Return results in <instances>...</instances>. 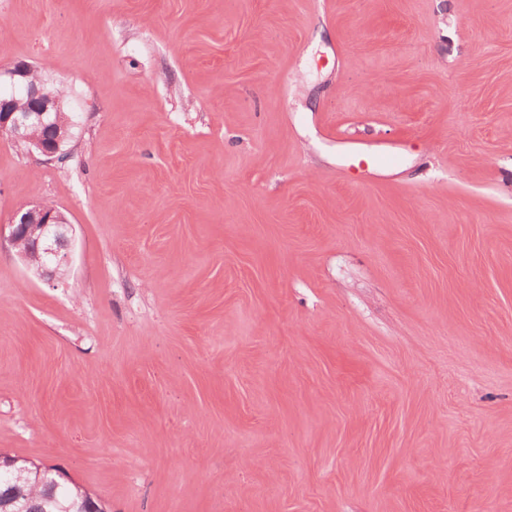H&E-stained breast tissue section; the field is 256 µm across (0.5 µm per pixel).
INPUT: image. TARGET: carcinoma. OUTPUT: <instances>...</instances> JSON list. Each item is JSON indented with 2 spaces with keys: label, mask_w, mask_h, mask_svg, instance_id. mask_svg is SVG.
Returning <instances> with one entry per match:
<instances>
[{
  "label": "carcinoma",
  "mask_w": 512,
  "mask_h": 512,
  "mask_svg": "<svg viewBox=\"0 0 512 512\" xmlns=\"http://www.w3.org/2000/svg\"><path fill=\"white\" fill-rule=\"evenodd\" d=\"M12 474L0 478V512H59L64 507L72 512L92 498L78 491L67 481L59 486L42 483L33 469L24 470L14 465Z\"/></svg>",
  "instance_id": "1"
}]
</instances>
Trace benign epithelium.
<instances>
[{
    "mask_svg": "<svg viewBox=\"0 0 512 512\" xmlns=\"http://www.w3.org/2000/svg\"><path fill=\"white\" fill-rule=\"evenodd\" d=\"M32 73L33 67L26 62L0 71V133L15 142L29 143L30 151L46 161L57 160L66 153L68 135L46 139L30 131L52 127V115L61 111L62 99L52 93L47 83L30 79ZM19 95L26 98L23 106L17 101ZM6 228L18 256L27 257L20 244L34 242L39 277L53 279L67 265L71 225L59 210L49 209L43 203L33 204L17 211Z\"/></svg>",
    "mask_w": 512,
    "mask_h": 512,
    "instance_id": "7a95c632",
    "label": "benign epithelium"
}]
</instances>
